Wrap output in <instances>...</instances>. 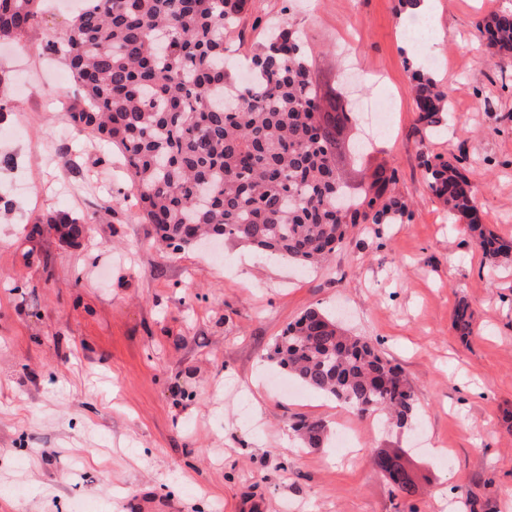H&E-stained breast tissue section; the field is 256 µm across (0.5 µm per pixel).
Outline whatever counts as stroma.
Segmentation results:
<instances>
[{
  "mask_svg": "<svg viewBox=\"0 0 512 512\" xmlns=\"http://www.w3.org/2000/svg\"><path fill=\"white\" fill-rule=\"evenodd\" d=\"M512 0H433V26L408 37L398 0H253L224 39L249 58L265 25L293 16L315 68L341 37L351 71H380L367 99L394 95L388 133L338 159L356 194L396 169L410 206L398 224H358L313 271L226 240L173 250L141 216L111 143L72 133L65 62L43 30L0 46L13 112L0 120V512H512V262L490 267L466 224L451 223L424 178V156L461 157L485 227L512 240V56L489 57L476 24ZM448 93V126L417 122L416 60ZM112 201V213L100 206ZM57 212L92 215L73 244L32 235ZM477 333L452 328L458 301ZM310 307L399 364L419 403L390 430L298 385L269 358ZM319 418L329 444L303 447L293 422ZM361 436L349 453L342 430ZM402 454L404 497L373 455Z\"/></svg>",
  "mask_w": 512,
  "mask_h": 512,
  "instance_id": "obj_1",
  "label": "stroma"
}]
</instances>
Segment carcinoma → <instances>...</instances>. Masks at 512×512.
<instances>
[{
    "label": "carcinoma",
    "instance_id": "cac0c4a2",
    "mask_svg": "<svg viewBox=\"0 0 512 512\" xmlns=\"http://www.w3.org/2000/svg\"><path fill=\"white\" fill-rule=\"evenodd\" d=\"M250 0H83L63 33L47 35L44 53L63 57L75 85L68 108L79 134L107 140L124 155L146 223L155 238L181 250L201 237L228 238L305 269L325 263L351 224H392L411 217L390 185L395 171L378 170L369 191L353 197L336 166L364 153L357 136L337 141L332 118L354 120L339 73L315 69L291 18L273 27L250 59L243 82L224 67V32L237 26ZM39 0H0V41L20 43L43 26ZM492 57L512 56V8L477 26ZM412 95L418 122L438 136L447 92L416 69ZM427 189L456 222L474 232L492 267L512 253L482 224L479 199L456 156L423 160ZM71 240L88 231L84 215L46 219ZM452 327L473 334V314L461 302ZM272 358L303 386L325 393L361 416L383 414L389 427L414 421V394L399 366L368 340L350 335L336 317L310 307L276 336ZM308 448H321L327 424L293 426ZM406 496L415 483L397 453L372 457Z\"/></svg>",
    "mask_w": 512,
    "mask_h": 512
}]
</instances>
